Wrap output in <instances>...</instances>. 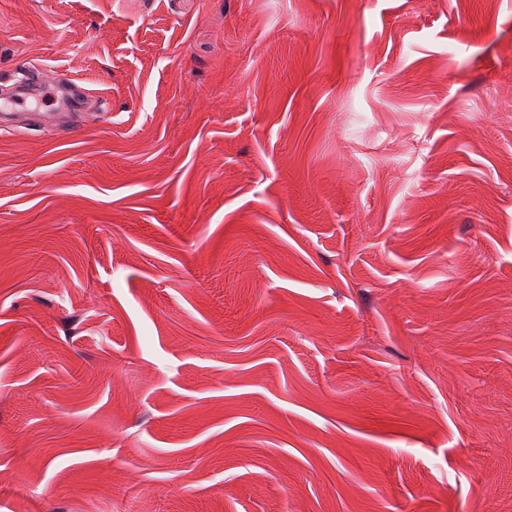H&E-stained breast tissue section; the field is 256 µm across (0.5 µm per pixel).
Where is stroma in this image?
<instances>
[{
	"instance_id": "stroma-1",
	"label": "stroma",
	"mask_w": 512,
	"mask_h": 512,
	"mask_svg": "<svg viewBox=\"0 0 512 512\" xmlns=\"http://www.w3.org/2000/svg\"><path fill=\"white\" fill-rule=\"evenodd\" d=\"M0 512H512V0H0Z\"/></svg>"
}]
</instances>
